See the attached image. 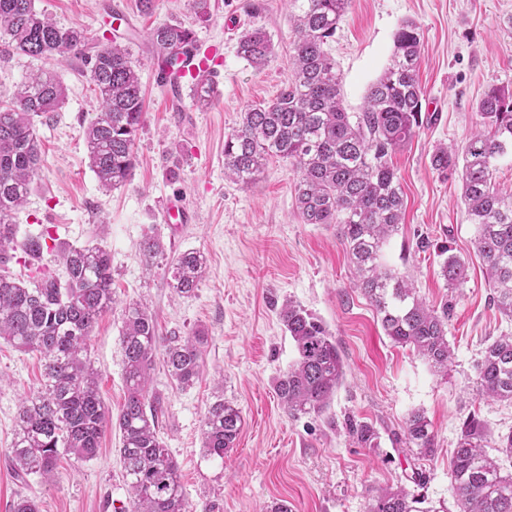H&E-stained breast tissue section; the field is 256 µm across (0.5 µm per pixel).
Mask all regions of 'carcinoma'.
I'll list each match as a JSON object with an SVG mask.
<instances>
[{
    "label": "carcinoma",
    "mask_w": 512,
    "mask_h": 512,
    "mask_svg": "<svg viewBox=\"0 0 512 512\" xmlns=\"http://www.w3.org/2000/svg\"><path fill=\"white\" fill-rule=\"evenodd\" d=\"M292 33L289 73L268 102L249 107L224 140V174L241 184L256 182L271 159L297 170L295 202L306 224H338L357 271L356 287L375 308L390 340L410 347L438 372H448L450 306L437 310L417 295L408 278L380 262L389 238L404 219V193L391 157L423 124V89L418 79L421 37L406 21L394 35L383 75L370 85L362 111L352 116L342 106L341 77L326 46L353 0H288ZM193 29L180 22L155 26L149 43L159 67L167 71L175 95L182 90L180 59L196 44ZM42 59L80 58L90 72L99 112L85 129L90 168L105 190L127 185L135 167V140L143 123V92L128 46L95 43L83 29L65 26L38 12L35 0H0V59L13 55ZM237 54L263 68L273 44L261 26L244 30ZM11 106L0 109V339L38 353L43 365L38 391L21 402L8 459L16 479L50 478L58 462L98 455L107 425L121 434L123 478L133 512H190L178 463L159 438L162 403L148 384L157 351L180 387L193 385L203 367L207 336L162 338L153 315L141 304L125 307L120 332L125 402L117 416L99 392L100 373L89 354L91 334L116 304L110 253L102 246L57 248L64 278L43 276L32 284L6 268L19 249L32 262L41 257L45 230L17 240L15 219L40 169V139L34 118L56 112L66 98L58 74L45 70L9 93ZM210 77L190 86L192 105L212 102ZM479 127L465 145L440 146L430 156L441 173L461 171L462 201L476 226L474 248L487 267L491 300L512 318V194L501 191L496 175L512 161V91L492 86L477 104ZM165 245L155 233L144 236V265L154 267ZM207 272V257L184 250L167 269L169 286L180 297L195 294ZM441 275L452 290L467 276L466 262L450 254ZM279 318L295 343L296 358L276 383L283 408L292 416L320 413L343 381L344 362L326 326L301 305L282 304ZM473 390L484 399L512 403V335L488 344L477 365ZM243 426L241 411L217 396L203 421L202 448L224 458ZM403 443L420 457L435 451V434L424 412H411ZM484 425L472 414L464 421L450 461L452 489L459 512H512V473H503L488 451ZM427 499L406 487L376 491L368 512H447L425 506Z\"/></svg>",
    "instance_id": "1"
}]
</instances>
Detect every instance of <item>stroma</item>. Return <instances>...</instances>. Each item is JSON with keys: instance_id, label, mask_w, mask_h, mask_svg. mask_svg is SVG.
Wrapping results in <instances>:
<instances>
[{"instance_id": "stroma-1", "label": "stroma", "mask_w": 512, "mask_h": 512, "mask_svg": "<svg viewBox=\"0 0 512 512\" xmlns=\"http://www.w3.org/2000/svg\"><path fill=\"white\" fill-rule=\"evenodd\" d=\"M35 5L61 24L83 27L96 41L127 44L139 65L144 122L131 183L103 190L84 140L98 103L81 60L47 63L16 55L0 62V98L46 66L66 87L63 107L35 121L41 173L16 218L18 235L46 228L58 242L98 244L110 252L117 303L95 327L89 351L101 372V397L112 411L120 410L126 393L119 343L126 305H145L165 338L205 330L203 369L191 387L177 386L160 362L150 383L151 394L163 402L160 436L178 463L192 512H261L280 500L292 512H367L375 490L407 483L416 469L428 478L424 495L458 512L448 459L464 420L476 415L493 440L512 432V403L481 400L472 390L485 346L512 333V320L490 300L460 177L432 169L430 156L441 145H464L478 122L476 103L490 85L512 88V0H354L327 45L342 75L344 107L356 113L389 62L400 24L414 22L421 33L419 80L423 109L432 119L393 158L406 211L382 262L407 276L427 304L451 302L453 359L444 374L385 335L373 306L354 286L339 225L302 222L291 162L271 160L250 185L224 176L225 137L246 109L273 99L288 76L286 0H209L205 24L196 23L190 0H153L147 12L139 0ZM170 21L193 27L198 40L224 45L222 74L206 110H196L186 93L172 99L158 77L148 34ZM252 25L266 27L274 48L272 62L259 70L236 53L240 33ZM173 200L191 213L190 223H166ZM151 231L166 250L148 272L139 243ZM423 238L430 242L425 250L418 246ZM445 246L468 265L453 294L440 275ZM187 249L205 253L208 271L195 295L182 298L169 287L166 269ZM289 300L325 323L345 365L343 383L318 414L291 416L276 395L278 377L296 356L278 317ZM41 369L38 354L0 341V512H11L22 496L36 499L41 512H130L120 432L113 426L104 429L92 461H62L50 481L15 478L7 454L17 409L38 389ZM219 395L244 419L235 447L221 459L202 447L203 419ZM414 410L425 412L436 435V451L424 460L395 440ZM360 422L374 427L373 444L350 432Z\"/></svg>"}]
</instances>
